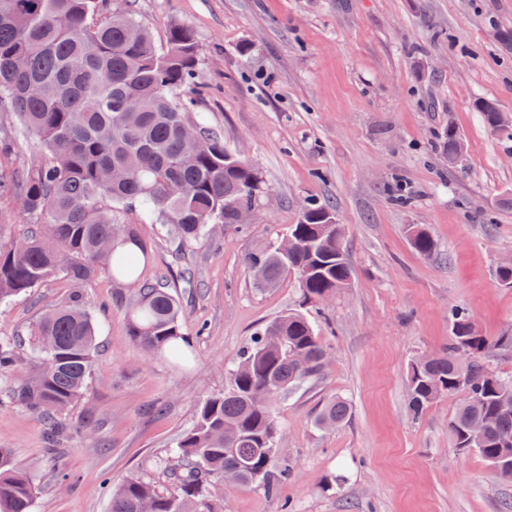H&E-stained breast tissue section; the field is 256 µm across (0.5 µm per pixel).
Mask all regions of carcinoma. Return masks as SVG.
Returning <instances> with one entry per match:
<instances>
[{
    "label": "carcinoma",
    "mask_w": 512,
    "mask_h": 512,
    "mask_svg": "<svg viewBox=\"0 0 512 512\" xmlns=\"http://www.w3.org/2000/svg\"><path fill=\"white\" fill-rule=\"evenodd\" d=\"M197 64L190 28L173 25L159 48L127 6L106 14L100 0H0V110L14 113L49 154L11 181L0 176V195L12 196L32 219L22 236L0 224V304L56 276L80 285L107 271L136 281L147 245L137 225L119 223L124 211L161 220L189 244L255 206L265 190L259 170L190 119L194 103L181 92ZM477 108L491 130L500 129L493 102ZM333 217L330 206L310 203L289 228L287 253L273 246L246 257L249 272H262L256 288H274L292 274L304 306L351 287L355 272L344 237L328 226ZM133 242L138 249L124 248ZM411 244L423 256L436 250L425 231ZM126 317L146 353L187 362L165 281L139 288ZM450 317L448 344L409 365V413L419 421L438 399L460 397L448 422L454 447L477 453L494 470L512 468V375L486 360L492 350L512 351V336L482 335L463 308ZM31 336L42 369L14 387V399L53 424L45 449L52 454L57 415L83 396L92 371L94 319L76 294L48 311ZM326 359L327 347L302 311L265 324L240 351L224 391L204 400L196 423L155 461L168 486L129 477L112 487L110 512H224L225 490L252 486L278 499L293 470L279 462L273 404L318 377ZM18 363L14 344L0 339V377ZM350 413L349 400L337 396L316 424L334 428ZM476 422L485 433L471 442L465 433ZM34 498L30 476L0 448V512H34Z\"/></svg>",
    "instance_id": "1"
}]
</instances>
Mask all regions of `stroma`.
Masks as SVG:
<instances>
[{
    "label": "stroma",
    "instance_id": "obj_1",
    "mask_svg": "<svg viewBox=\"0 0 512 512\" xmlns=\"http://www.w3.org/2000/svg\"><path fill=\"white\" fill-rule=\"evenodd\" d=\"M126 3L158 47L173 24L194 31L193 114L259 168L266 189L248 224L189 245L160 223L121 215L147 253L137 281L103 272L81 288L97 348L55 454L43 451V419L9 395L40 369L30 328L74 289L57 277L0 306V337L21 358L0 379V448L31 476L35 512H109L113 484L162 480L154 460L223 390L225 366L253 332L298 306L294 279L256 291L245 257L281 243L303 205L324 200L344 226L355 281L308 307L329 360L275 406L279 455L295 474L275 500L257 487L231 490L226 512H279L284 502L291 512H504L512 483L452 445L456 398L412 420L407 371L447 343L452 307L466 308L484 336L512 335V287L495 277L512 255V138L492 133L475 108L488 99L512 116V47L499 39L512 32V0H103L108 10ZM450 126L464 143L456 165L438 147ZM0 131L14 138L0 173L46 158L13 113L0 112ZM414 227L433 238L434 255L411 248ZM160 278L181 307L184 366L145 355L128 333L127 305ZM338 395L351 403L349 419L317 428Z\"/></svg>",
    "mask_w": 512,
    "mask_h": 512
}]
</instances>
